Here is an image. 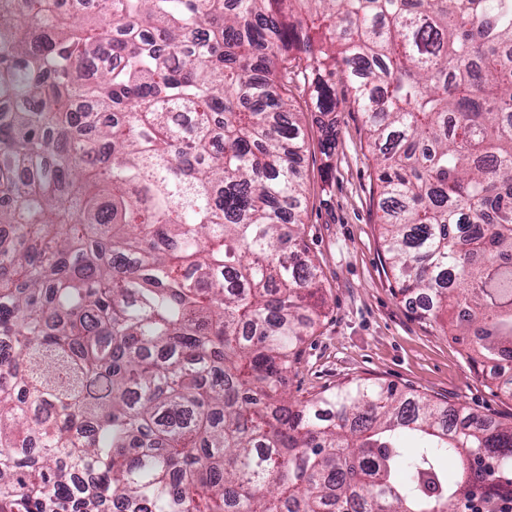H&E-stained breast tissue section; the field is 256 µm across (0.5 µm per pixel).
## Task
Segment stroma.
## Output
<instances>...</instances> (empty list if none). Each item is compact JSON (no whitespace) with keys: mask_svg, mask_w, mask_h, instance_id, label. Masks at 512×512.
Listing matches in <instances>:
<instances>
[{"mask_svg":"<svg viewBox=\"0 0 512 512\" xmlns=\"http://www.w3.org/2000/svg\"><path fill=\"white\" fill-rule=\"evenodd\" d=\"M289 95L303 111L308 151L304 238L327 299L321 324L288 372L293 400L359 380L414 389L452 406L512 422V400L484 381L462 344L420 320L396 295L384 265L373 200L374 162L363 116L350 97H336V148L325 154L318 113L301 82Z\"/></svg>","mask_w":512,"mask_h":512,"instance_id":"35a3bbf8","label":"stroma"}]
</instances>
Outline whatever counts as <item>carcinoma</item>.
Returning <instances> with one entry per match:
<instances>
[{
    "mask_svg": "<svg viewBox=\"0 0 512 512\" xmlns=\"http://www.w3.org/2000/svg\"><path fill=\"white\" fill-rule=\"evenodd\" d=\"M63 2L0 0V512H512V424L283 391L339 67L397 293L512 398V0Z\"/></svg>",
    "mask_w": 512,
    "mask_h": 512,
    "instance_id": "obj_1",
    "label": "carcinoma"
}]
</instances>
